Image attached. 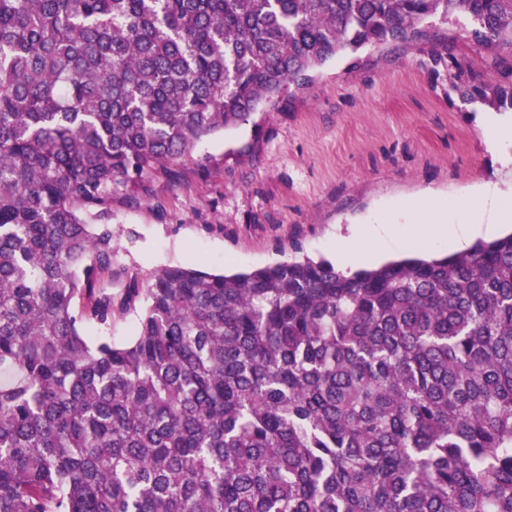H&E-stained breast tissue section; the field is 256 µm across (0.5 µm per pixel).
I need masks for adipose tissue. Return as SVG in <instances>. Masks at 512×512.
Segmentation results:
<instances>
[{
  "instance_id": "adipose-tissue-1",
  "label": "adipose tissue",
  "mask_w": 512,
  "mask_h": 512,
  "mask_svg": "<svg viewBox=\"0 0 512 512\" xmlns=\"http://www.w3.org/2000/svg\"><path fill=\"white\" fill-rule=\"evenodd\" d=\"M404 209L411 217L409 223L355 226L351 236L336 245L337 264L347 267L362 257L398 248L456 249L471 237L512 223V195L486 185L449 201L420 196L407 201Z\"/></svg>"
}]
</instances>
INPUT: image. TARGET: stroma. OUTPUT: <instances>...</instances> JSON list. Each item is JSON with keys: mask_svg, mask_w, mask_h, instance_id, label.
<instances>
[{"mask_svg": "<svg viewBox=\"0 0 512 512\" xmlns=\"http://www.w3.org/2000/svg\"><path fill=\"white\" fill-rule=\"evenodd\" d=\"M446 45L475 82L490 83L485 54L448 24L424 40L341 54L246 124L204 140V168H181L150 200L117 208L119 265L237 272L326 259L352 225L404 223L405 198L453 199L486 183L512 193V161L481 135L483 120L512 122V112L452 90L447 68L429 63Z\"/></svg>", "mask_w": 512, "mask_h": 512, "instance_id": "stroma-1", "label": "stroma"}]
</instances>
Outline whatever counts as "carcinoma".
I'll list each match as a JSON object with an SVG mask.
<instances>
[{
	"instance_id": "obj_1",
	"label": "carcinoma",
	"mask_w": 512,
	"mask_h": 512,
	"mask_svg": "<svg viewBox=\"0 0 512 512\" xmlns=\"http://www.w3.org/2000/svg\"><path fill=\"white\" fill-rule=\"evenodd\" d=\"M435 19L512 110V0H0V512H512V234L115 267L114 210L204 139Z\"/></svg>"
}]
</instances>
